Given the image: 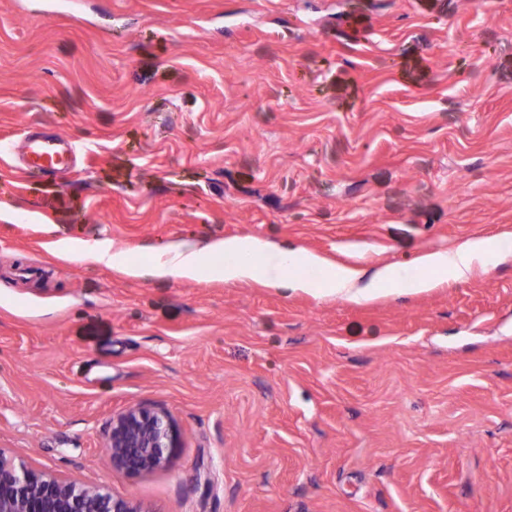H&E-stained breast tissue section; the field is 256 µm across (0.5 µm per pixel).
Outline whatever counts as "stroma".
<instances>
[{"mask_svg":"<svg viewBox=\"0 0 512 512\" xmlns=\"http://www.w3.org/2000/svg\"><path fill=\"white\" fill-rule=\"evenodd\" d=\"M31 134L77 161L0 153L1 451L150 512H512V251L356 299L150 264L248 237L415 274L512 238V0H0V142ZM136 404L170 469H110ZM58 146L56 140H27L22 147L23 167L43 174L69 169L70 160ZM59 247L67 252L74 255H81L84 257L92 258L96 261H111L112 264L120 265L128 268L127 262L129 260L128 255L125 252H113L110 253V248L104 245H83L81 247H75L71 243L61 242ZM178 441L176 422L167 410L138 404L112 417L105 451L112 469L150 474L171 466Z\"/></svg>","mask_w":512,"mask_h":512,"instance_id":"stroma-1","label":"stroma"}]
</instances>
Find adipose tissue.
<instances>
[{
	"label": "adipose tissue",
	"instance_id": "1",
	"mask_svg": "<svg viewBox=\"0 0 512 512\" xmlns=\"http://www.w3.org/2000/svg\"><path fill=\"white\" fill-rule=\"evenodd\" d=\"M512 242L475 239L449 250L427 254L421 260L420 274L411 275L395 266L380 268L372 275L339 267L309 252L283 251L266 256L261 242L251 239L215 241L198 249L167 246L157 249L153 266L163 274L176 278L196 279L207 275L224 281L263 282L270 278H292L297 288L314 289V282L303 277L306 269H320L329 293L365 296L379 286L399 292L420 291L430 287L431 273L453 280L469 277L475 264H487Z\"/></svg>",
	"mask_w": 512,
	"mask_h": 512
}]
</instances>
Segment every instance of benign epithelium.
<instances>
[{
  "label": "benign epithelium",
  "mask_w": 512,
  "mask_h": 512,
  "mask_svg": "<svg viewBox=\"0 0 512 512\" xmlns=\"http://www.w3.org/2000/svg\"><path fill=\"white\" fill-rule=\"evenodd\" d=\"M179 432L162 408L138 404L112 417L105 451L112 468L128 475L169 468ZM0 512H150L115 497L101 485H86L35 471L0 451Z\"/></svg>",
  "instance_id": "obj_1"
}]
</instances>
